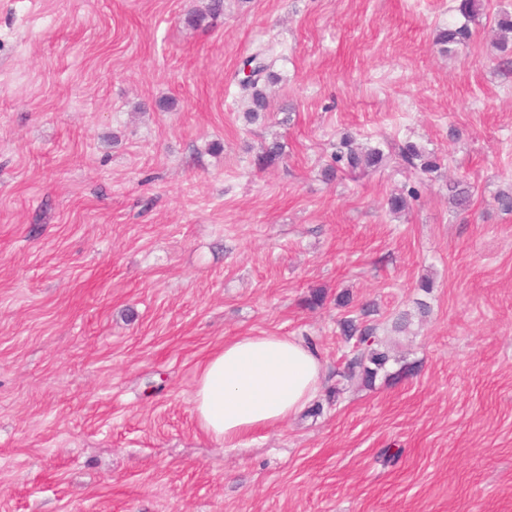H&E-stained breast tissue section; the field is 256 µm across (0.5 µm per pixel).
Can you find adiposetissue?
<instances>
[{
    "label": "adipose tissue",
    "mask_w": 512,
    "mask_h": 512,
    "mask_svg": "<svg viewBox=\"0 0 512 512\" xmlns=\"http://www.w3.org/2000/svg\"><path fill=\"white\" fill-rule=\"evenodd\" d=\"M324 366L304 340L277 334L225 341L202 363L193 412L202 430L227 448L287 424L317 396Z\"/></svg>",
    "instance_id": "obj_1"
}]
</instances>
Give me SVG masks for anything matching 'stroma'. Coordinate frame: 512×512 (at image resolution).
<instances>
[{
    "mask_svg": "<svg viewBox=\"0 0 512 512\" xmlns=\"http://www.w3.org/2000/svg\"><path fill=\"white\" fill-rule=\"evenodd\" d=\"M208 2L0 0V512H512V0H224L191 25ZM264 46L249 124L234 74ZM347 134L440 168L325 180ZM348 317L391 355L369 386ZM261 333L311 338L325 380L227 449L198 368ZM268 50L258 49L243 60L244 65H252L253 74L256 75L251 82L241 88L247 95L248 107L244 112V118L248 123H255L266 117L269 109V101L264 90L265 82L273 80L276 76L271 71L272 62L268 63ZM395 155L408 167L413 168L422 176H429L437 172L439 165L437 159L426 154L416 144L406 142L403 145H397ZM397 149V151H396Z\"/></svg>",
    "mask_w": 512,
    "mask_h": 512,
    "instance_id": "35a3bbf8",
    "label": "stroma"
}]
</instances>
